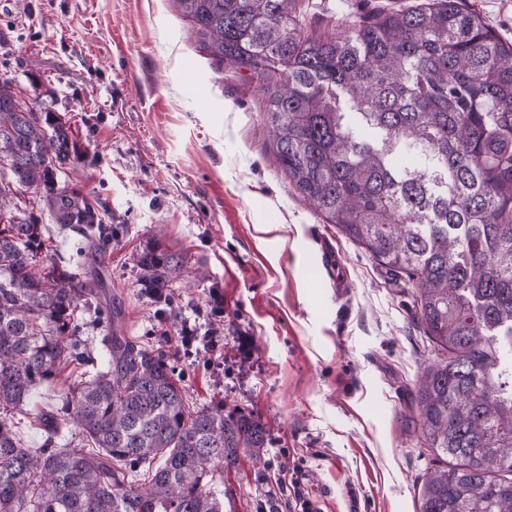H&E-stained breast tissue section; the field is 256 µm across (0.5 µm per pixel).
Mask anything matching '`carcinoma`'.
<instances>
[{
    "label": "carcinoma",
    "mask_w": 512,
    "mask_h": 512,
    "mask_svg": "<svg viewBox=\"0 0 512 512\" xmlns=\"http://www.w3.org/2000/svg\"><path fill=\"white\" fill-rule=\"evenodd\" d=\"M296 2L175 0L201 49L264 90L292 187L414 288L444 351L416 384L424 435L455 460L426 478L421 512H512V44L462 0L369 14L323 38ZM87 159L57 113L22 106L0 81V512H224L216 473L260 451L262 428L222 405L189 410L167 358L115 332L60 411L34 414L44 447L17 440L31 390L89 357L79 309L103 288L94 257L125 229L61 185V169ZM23 190L81 238L75 263L50 255L45 225L15 202ZM137 263L171 305L185 259L150 246ZM137 469L141 485L126 478Z\"/></svg>",
    "instance_id": "carcinoma-1"
}]
</instances>
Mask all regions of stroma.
Wrapping results in <instances>:
<instances>
[{
	"mask_svg": "<svg viewBox=\"0 0 512 512\" xmlns=\"http://www.w3.org/2000/svg\"><path fill=\"white\" fill-rule=\"evenodd\" d=\"M414 0H298L313 36ZM0 79L67 121L89 154L61 178L126 230L98 259L83 310L94 358L35 387L15 432L44 433L69 382L119 333L163 354L189 407L223 405L266 433L218 480L224 512H420L444 459L427 450L416 382L435 358L413 291L323 223L274 167L259 84L200 51L173 0H0ZM180 253L171 306L142 284L149 245ZM117 308L118 324L100 309ZM218 328L223 364L180 347L183 324Z\"/></svg>",
	"mask_w": 512,
	"mask_h": 512,
	"instance_id": "35a3bbf8",
	"label": "stroma"
}]
</instances>
